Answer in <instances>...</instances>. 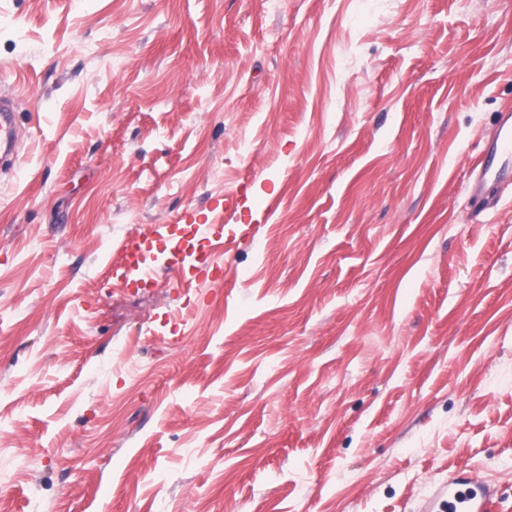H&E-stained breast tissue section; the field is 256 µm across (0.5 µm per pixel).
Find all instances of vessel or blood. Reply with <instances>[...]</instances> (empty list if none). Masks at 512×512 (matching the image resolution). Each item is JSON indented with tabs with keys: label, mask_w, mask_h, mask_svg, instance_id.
I'll list each match as a JSON object with an SVG mask.
<instances>
[{
	"label": "vessel or blood",
	"mask_w": 512,
	"mask_h": 512,
	"mask_svg": "<svg viewBox=\"0 0 512 512\" xmlns=\"http://www.w3.org/2000/svg\"><path fill=\"white\" fill-rule=\"evenodd\" d=\"M24 143L16 123L15 107L11 98L0 97V162L5 163L19 157ZM512 183V112H499L494 136L485 141L479 151L467 182L466 191L475 209L486 208L489 203L490 187ZM218 220L198 223L194 215H186L183 224L172 227L158 224L146 233L129 236L117 241L110 261L114 276L123 277L126 286L140 288L152 283L155 271L144 265L143 258L155 242L168 236L172 230H179L180 240L188 244L192 240H205L213 236ZM215 254L201 250L196 261L197 273L190 284L197 289L210 288L216 283L214 266ZM494 488L487 483H478L471 478L455 473L448 478L447 512H490Z\"/></svg>",
	"instance_id": "vessel-or-blood-1"
}]
</instances>
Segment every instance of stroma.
I'll return each mask as SVG.
<instances>
[{
    "label": "stroma",
    "instance_id": "stroma-1",
    "mask_svg": "<svg viewBox=\"0 0 512 512\" xmlns=\"http://www.w3.org/2000/svg\"><path fill=\"white\" fill-rule=\"evenodd\" d=\"M0 94V512H512V0H0ZM219 202L208 295L106 271ZM24 142L16 123L15 107L11 98L0 97V162L5 163L20 156ZM512 110L498 113L495 135L484 142L466 183L469 199L477 210L489 203V187L512 184ZM493 498V486L453 473L448 477V501L444 509L448 512H491Z\"/></svg>",
    "mask_w": 512,
    "mask_h": 512
}]
</instances>
